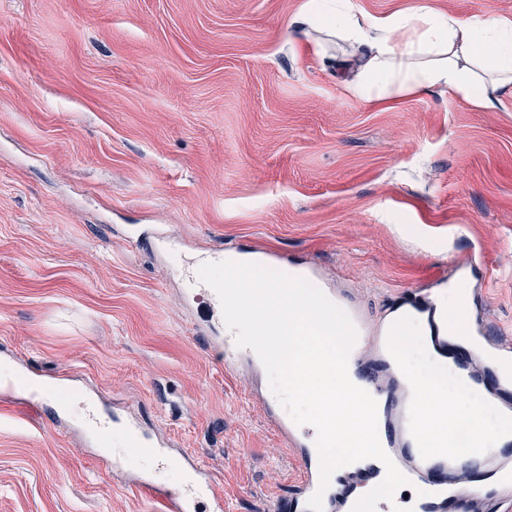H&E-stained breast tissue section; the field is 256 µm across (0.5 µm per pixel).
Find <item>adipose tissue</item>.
I'll return each instance as SVG.
<instances>
[{
    "instance_id": "1",
    "label": "adipose tissue",
    "mask_w": 512,
    "mask_h": 512,
    "mask_svg": "<svg viewBox=\"0 0 512 512\" xmlns=\"http://www.w3.org/2000/svg\"><path fill=\"white\" fill-rule=\"evenodd\" d=\"M295 23L298 31L322 30L348 45V52L334 57L332 64L348 91L366 102L419 88H445L489 107L497 92L512 88V23L462 21L424 7L384 19L346 11L335 23L315 4ZM427 402L419 436L431 447L462 441L471 448L487 442L475 410L449 411L447 393L437 388L430 390Z\"/></svg>"
}]
</instances>
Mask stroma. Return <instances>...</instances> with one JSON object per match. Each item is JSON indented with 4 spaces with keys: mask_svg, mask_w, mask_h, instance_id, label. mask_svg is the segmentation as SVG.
Returning a JSON list of instances; mask_svg holds the SVG:
<instances>
[{
    "mask_svg": "<svg viewBox=\"0 0 512 512\" xmlns=\"http://www.w3.org/2000/svg\"><path fill=\"white\" fill-rule=\"evenodd\" d=\"M309 0H0V376L53 392L0 421V512H153L72 408L84 398L203 459L226 512H269L301 469L247 374L206 351L191 259L305 262L366 321L440 273L512 344V93L358 99ZM512 21V0H348ZM456 406L477 388L414 340Z\"/></svg>",
    "mask_w": 512,
    "mask_h": 512,
    "instance_id": "35a3bbf8",
    "label": "stroma"
}]
</instances>
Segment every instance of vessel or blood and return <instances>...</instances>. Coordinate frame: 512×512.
<instances>
[{
  "instance_id": "b4317fda",
  "label": "vessel or blood",
  "mask_w": 512,
  "mask_h": 512,
  "mask_svg": "<svg viewBox=\"0 0 512 512\" xmlns=\"http://www.w3.org/2000/svg\"><path fill=\"white\" fill-rule=\"evenodd\" d=\"M184 290L192 298L205 293L206 321L214 330H224L223 335L215 333L207 342L223 352L225 363L261 368L253 350L237 347L234 331L224 329L214 290L193 275L187 276ZM443 295V288L428 289L411 304L390 307L373 328L358 313H351L359 339L348 366L355 369L361 388L377 402L378 426L384 432L386 452L416 491L411 504L413 512H500L504 502H512V454L501 450L497 437L466 453L455 448L420 447L415 427L418 411L410 384L397 368L392 338L398 323L412 318L420 324L431 351L446 360L457 376L480 387L485 399L496 404L504 418L512 419V348L490 341L481 324L482 310L472 303L467 306L465 321L474 344L469 348L459 346L453 339ZM265 401L269 426L286 447L293 449L302 472L296 496L279 501L273 512H310L308 501L317 493L322 496V512H351L356 501L384 479V465L375 459H365L339 468L335 484L321 488L316 429L308 424H295L274 394H267ZM79 418L96 426L107 444L119 442L142 448V458L150 465V476L139 490L155 501L158 512H197L205 500L210 502L211 512H224V499L214 492L210 474L199 458L184 457L193 480L175 489L163 480L168 470V452L163 444L138 438L132 425L121 431L111 429L91 404L83 407Z\"/></svg>"
}]
</instances>
